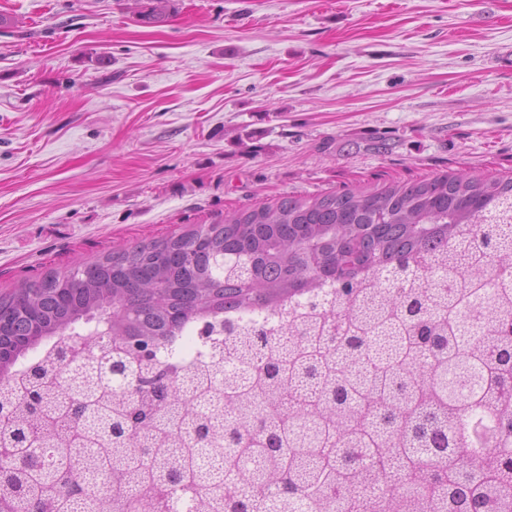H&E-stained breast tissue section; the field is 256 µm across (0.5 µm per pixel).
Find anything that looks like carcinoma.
<instances>
[{
  "mask_svg": "<svg viewBox=\"0 0 512 512\" xmlns=\"http://www.w3.org/2000/svg\"><path fill=\"white\" fill-rule=\"evenodd\" d=\"M14 297L12 362L54 342L0 393V512H512V181L283 196Z\"/></svg>",
  "mask_w": 512,
  "mask_h": 512,
  "instance_id": "carcinoma-1",
  "label": "carcinoma"
}]
</instances>
